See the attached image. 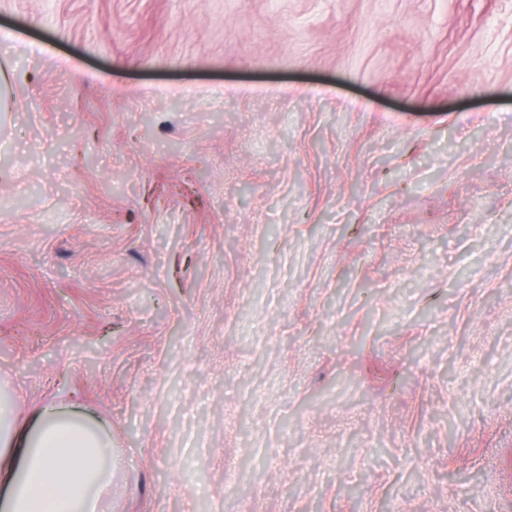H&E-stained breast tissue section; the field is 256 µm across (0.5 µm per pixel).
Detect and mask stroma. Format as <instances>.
Listing matches in <instances>:
<instances>
[{"label": "stroma", "mask_w": 512, "mask_h": 512, "mask_svg": "<svg viewBox=\"0 0 512 512\" xmlns=\"http://www.w3.org/2000/svg\"><path fill=\"white\" fill-rule=\"evenodd\" d=\"M0 383L105 512H512V0H0Z\"/></svg>", "instance_id": "stroma-1"}]
</instances>
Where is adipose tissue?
<instances>
[{"label":"adipose tissue","instance_id":"1","mask_svg":"<svg viewBox=\"0 0 512 512\" xmlns=\"http://www.w3.org/2000/svg\"><path fill=\"white\" fill-rule=\"evenodd\" d=\"M0 388V512H101L118 458L112 438L78 409L48 402L28 424Z\"/></svg>","mask_w":512,"mask_h":512}]
</instances>
